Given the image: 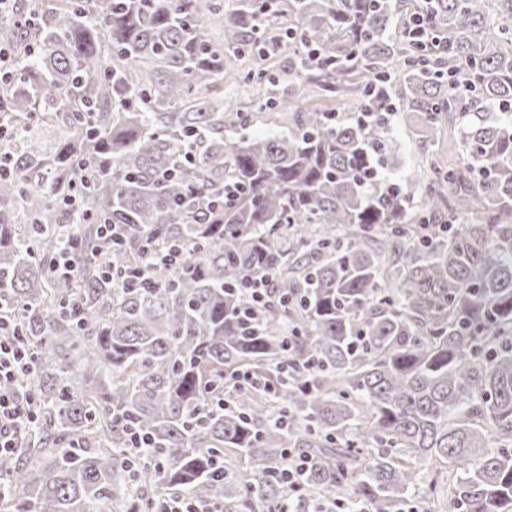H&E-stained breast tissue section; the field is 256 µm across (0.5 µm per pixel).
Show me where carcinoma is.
I'll return each mask as SVG.
<instances>
[{
  "instance_id": "cac0c4a2",
  "label": "carcinoma",
  "mask_w": 512,
  "mask_h": 512,
  "mask_svg": "<svg viewBox=\"0 0 512 512\" xmlns=\"http://www.w3.org/2000/svg\"><path fill=\"white\" fill-rule=\"evenodd\" d=\"M214 13L0 15L19 56L0 83V313L31 349L16 386L39 426L0 468V509L144 512L177 491L224 512H422L425 482L450 512H512V0H238L220 38ZM416 13L426 53L402 35ZM281 43L298 67L277 105L358 75L366 120L311 107L286 132L224 138L235 120L208 92ZM392 71L417 141L448 123L421 198L372 178L401 150L372 94ZM173 245L183 267L122 286L145 247ZM63 253L73 276L51 271ZM259 257L280 298L249 324Z\"/></svg>"
}]
</instances>
